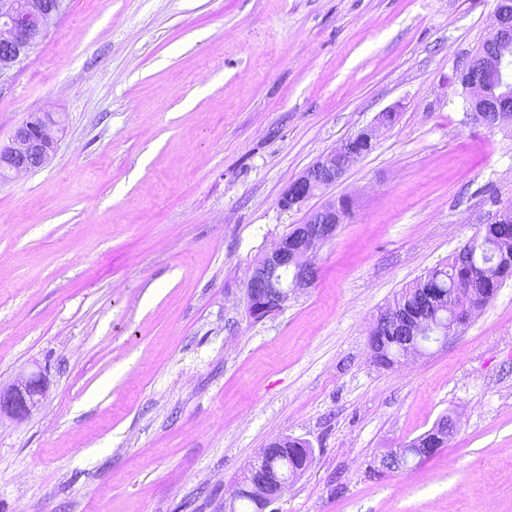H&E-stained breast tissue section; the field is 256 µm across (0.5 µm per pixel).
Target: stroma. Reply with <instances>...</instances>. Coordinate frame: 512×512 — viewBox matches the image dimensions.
I'll list each match as a JSON object with an SVG mask.
<instances>
[{"instance_id": "stroma-1", "label": "stroma", "mask_w": 512, "mask_h": 512, "mask_svg": "<svg viewBox=\"0 0 512 512\" xmlns=\"http://www.w3.org/2000/svg\"><path fill=\"white\" fill-rule=\"evenodd\" d=\"M495 0H65L0 76V145L60 116L40 169L0 179V512H224L261 448L313 461L275 512H512V278L446 344L379 367L380 308L512 202V128L452 78ZM396 108L341 182L288 183ZM354 212L317 279L254 320L262 254L325 199ZM447 446L380 460L432 428ZM45 377L32 372L10 386L0 387V422L28 418L44 395ZM420 436H418L417 438L413 439L408 444L402 446L403 448H405V449L402 450V454H400V452H398L399 455L394 453L395 451H397V449H399V448H396L394 450V452L391 451L390 453L385 455L383 457V459H382V464L387 469H390V470L397 469L398 470V469L407 467L410 462H412V461H414L416 459L421 460L423 458L429 457L433 452L432 453L431 452H424L423 451L424 448H420L419 445H417V441L420 438ZM405 452L412 453L411 457H409V458L403 457Z\"/></svg>"}]
</instances>
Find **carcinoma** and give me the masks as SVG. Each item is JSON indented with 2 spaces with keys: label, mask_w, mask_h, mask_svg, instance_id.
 Here are the masks:
<instances>
[{
  "label": "carcinoma",
  "mask_w": 512,
  "mask_h": 512,
  "mask_svg": "<svg viewBox=\"0 0 512 512\" xmlns=\"http://www.w3.org/2000/svg\"><path fill=\"white\" fill-rule=\"evenodd\" d=\"M509 278H512V215L506 213L501 219L483 225L477 235L448 258V263L428 270L402 289L387 308L417 310L423 306L429 311L431 320L427 335L456 334L462 327L454 318L457 302L465 301L470 291L499 289ZM408 331L410 328L402 323H392L384 327L381 335L368 337L378 365L390 367L403 359V350L408 346ZM404 448L411 457L390 452L383 457L382 464L390 470H398L416 459L430 456L415 439ZM312 459L307 443L294 438L286 448L266 449L265 464L255 477L268 478L273 472L280 477H289L299 469L309 467Z\"/></svg>",
  "instance_id": "cac0c4a2"
}]
</instances>
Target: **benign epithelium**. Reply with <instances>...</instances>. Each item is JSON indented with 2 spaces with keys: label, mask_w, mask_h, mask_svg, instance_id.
Returning a JSON list of instances; mask_svg holds the SVG:
<instances>
[{
  "label": "benign epithelium",
  "mask_w": 512,
  "mask_h": 512,
  "mask_svg": "<svg viewBox=\"0 0 512 512\" xmlns=\"http://www.w3.org/2000/svg\"><path fill=\"white\" fill-rule=\"evenodd\" d=\"M63 0H0V75L25 59L47 33L51 21L61 12ZM512 43V0H496L490 20V34L480 44L477 55L484 60L491 74L498 78L500 93L512 95V56L506 47ZM473 107H488L495 112L503 108L488 99L489 88L478 76L459 78ZM394 110L379 113L374 122L356 133L373 142L379 131L392 125ZM61 130V121L51 112H34L17 128L12 141L0 147V176L29 172L44 165L54 154L57 144L55 132ZM356 156L342 159L336 150L322 155L302 174L293 179L282 192L280 207L290 210L300 205L319 188L339 182ZM341 200L329 199L312 211L306 223L292 236H282L267 250L258 268H271L283 274V279L271 283L262 275L252 276L247 294L250 317L259 320L281 310L291 294L310 287L316 279L317 267L312 257L336 235L337 215ZM45 377L32 372L10 386L0 387V422L20 421L31 415L44 395ZM257 455L248 472L237 483L230 498L224 500V512H235L236 502L247 494L262 505V512L278 500L288 481L275 478L272 482L250 479V472L260 464Z\"/></svg>",
  "instance_id": "benign-epithelium-1"
}]
</instances>
